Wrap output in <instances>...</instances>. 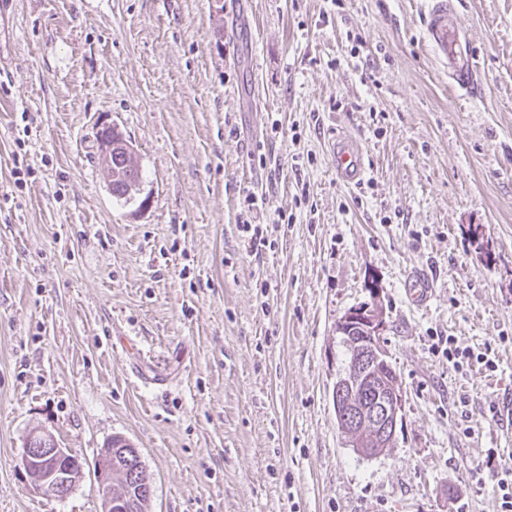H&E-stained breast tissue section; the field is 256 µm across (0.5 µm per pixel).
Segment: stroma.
Returning a JSON list of instances; mask_svg holds the SVG:
<instances>
[{
	"instance_id": "35a3bbf8",
	"label": "stroma",
	"mask_w": 512,
	"mask_h": 512,
	"mask_svg": "<svg viewBox=\"0 0 512 512\" xmlns=\"http://www.w3.org/2000/svg\"><path fill=\"white\" fill-rule=\"evenodd\" d=\"M457 2L470 97L423 37L428 0L0 11V512H103L94 464L115 436L139 451L151 512H497L512 0ZM102 122L133 143L130 196L106 186ZM338 135L365 153L360 185L336 179ZM253 192L261 223L293 218L259 252L237 226ZM416 272L433 281L423 307ZM373 280L405 405L392 448L361 456L333 407L349 359L336 326ZM436 334L490 350L496 371L453 367ZM39 430L85 462L65 499L21 465ZM406 291L410 301L420 307L425 306L432 295L429 279L424 275L410 277Z\"/></svg>"
}]
</instances>
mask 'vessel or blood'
Masks as SVG:
<instances>
[{"mask_svg": "<svg viewBox=\"0 0 512 512\" xmlns=\"http://www.w3.org/2000/svg\"><path fill=\"white\" fill-rule=\"evenodd\" d=\"M424 33L439 62L447 68L454 87L463 94H471L477 83V71L472 45L462 29L454 0H429ZM332 153L337 178L348 185L357 183L366 171L363 152L348 139L338 138ZM407 295L415 305L425 306L432 295L428 278L410 277Z\"/></svg>", "mask_w": 512, "mask_h": 512, "instance_id": "b4317fda", "label": "vessel or blood"}]
</instances>
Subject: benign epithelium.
<instances>
[{"label":"benign epithelium","instance_id":"1","mask_svg":"<svg viewBox=\"0 0 512 512\" xmlns=\"http://www.w3.org/2000/svg\"><path fill=\"white\" fill-rule=\"evenodd\" d=\"M369 299L351 307L338 322L337 330L350 344L352 356L346 376L333 387L336 422L350 439L351 446L364 456L379 454L391 447L402 419L404 388L387 359L384 345L386 322L375 283L368 286ZM69 455L47 431H35L23 442L21 464L34 486L43 495L65 498L75 487L77 477L71 471L49 467L55 459ZM117 460L107 448L97 461L99 492L104 512H113Z\"/></svg>","mask_w":512,"mask_h":512}]
</instances>
